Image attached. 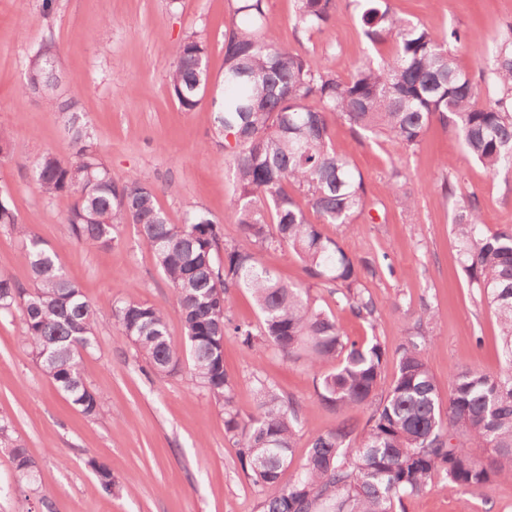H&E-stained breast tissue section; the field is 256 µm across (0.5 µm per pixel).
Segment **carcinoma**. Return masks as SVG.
I'll return each instance as SVG.
<instances>
[{
  "label": "carcinoma",
  "instance_id": "carcinoma-1",
  "mask_svg": "<svg viewBox=\"0 0 512 512\" xmlns=\"http://www.w3.org/2000/svg\"><path fill=\"white\" fill-rule=\"evenodd\" d=\"M343 1L354 7L373 45L391 48L388 58L358 66L346 80L280 43L266 0H236L239 20L224 32V91L212 99L214 137L224 141L236 183L235 242L225 243L223 225L202 212L171 223L148 178L112 176L72 102L60 107L67 115L69 156L46 153L36 163L42 191L70 199L65 221L77 243L110 248L122 225L137 228L181 307L190 373L224 410L240 467L262 493V512H400L406 498L426 492L438 475L470 489L512 479V230L492 232L483 224L479 199L462 189L460 177L445 184L454 197L452 233L463 271L497 318L501 369L460 371L448 380L445 398L425 359L428 306L398 348L393 383L383 388L386 352L377 338L350 339L310 300L308 287L280 281L259 261L264 249H291L310 283L332 286L354 317L374 321L376 304L366 281L377 276V265L350 256L322 231L324 224L355 229L370 206L363 176L332 146L334 120L361 138H384L405 151L438 121L451 128L468 158L495 175L512 174V26L483 57L478 84L450 48L452 41L465 44L466 36L456 29L439 36L397 16L389 0H295V24L320 32L335 23ZM169 53L170 92L183 111L192 112L205 99L209 45L191 34ZM36 56L27 68L25 94L59 81L51 49ZM484 88L494 91V101H480ZM310 212L318 223L310 221ZM0 225L21 237V258L33 279L27 290L0 274V314L20 312L42 370L83 415L111 412L82 373L83 353L96 342L92 305L2 196ZM239 288L252 294L259 325L232 317L230 298ZM113 316L154 372L177 371L180 357L161 307L128 297ZM229 335L249 350L270 345L304 358L311 368L338 360L319 377L317 401L336 411L369 408L366 428L360 432L344 421L317 435L303 464L283 481L293 465L301 408L259 379L256 413L240 416L224 370ZM10 431L11 422L0 417V444L10 445L15 469L26 477L35 461ZM476 448L491 454L478 455ZM89 464L102 491L114 493L112 471L94 459Z\"/></svg>",
  "mask_w": 512,
  "mask_h": 512
}]
</instances>
